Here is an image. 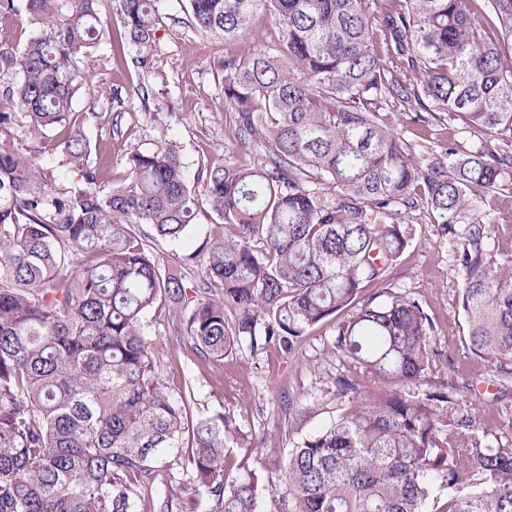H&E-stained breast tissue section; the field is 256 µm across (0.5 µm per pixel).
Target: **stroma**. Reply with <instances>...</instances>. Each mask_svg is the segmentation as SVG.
I'll return each mask as SVG.
<instances>
[{
  "label": "stroma",
  "instance_id": "obj_1",
  "mask_svg": "<svg viewBox=\"0 0 512 512\" xmlns=\"http://www.w3.org/2000/svg\"><path fill=\"white\" fill-rule=\"evenodd\" d=\"M180 0H161L159 41L151 69L138 68L135 52L114 53L104 43L86 61L94 80L79 90L72 110L84 118V132L95 148L94 161L103 165V188L120 185L126 160L137 150L172 140L181 148L189 173L201 165L223 161L250 164L259 159L260 142L241 145L234 137V114L224 105V61L241 55V43L212 39L180 20ZM148 97L137 94V86ZM389 120L420 160L447 148L449 141L471 148L476 144L461 125L434 122L426 112L388 108ZM53 137L32 131L24 120L0 127V144L52 168L54 186L76 180L61 166ZM403 222L409 245L390 273L394 291L419 299L440 330L436 346L463 374H485L486 368L462 346L463 319L455 305L460 273L451 249L437 233L426 204H419ZM178 313L162 311L149 318L157 338L159 377L173 395L194 387L199 410L232 416L242 436L225 451L232 472L252 470L281 492V465L299 436L330 421L339 360L329 354L335 324L327 322L306 336L295 355L268 346L230 353L209 361L197 354L178 330Z\"/></svg>",
  "mask_w": 512,
  "mask_h": 512
}]
</instances>
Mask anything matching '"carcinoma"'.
I'll return each instance as SVG.
<instances>
[{
  "label": "carcinoma",
  "mask_w": 512,
  "mask_h": 512,
  "mask_svg": "<svg viewBox=\"0 0 512 512\" xmlns=\"http://www.w3.org/2000/svg\"><path fill=\"white\" fill-rule=\"evenodd\" d=\"M377 2L185 0L193 26L226 41L277 20L274 46L224 60L235 136L260 137L265 154L208 163L191 182L168 141L132 153L106 191L72 101L114 26L148 66L157 0H110L107 17L98 0H25L38 33L0 45V100L56 133L78 181L54 190L48 169L0 146V512H259L269 486L225 465L233 420L192 413V389L173 397L160 382L147 317L165 303L214 361L269 344L293 355L349 312L331 343L336 417L295 442L278 512H512V434L456 373L407 392L437 366L438 324L386 287L408 246L399 216L422 201L461 272L465 352L494 383L512 379V0ZM390 102L449 116L479 146L417 162ZM210 213L218 222L166 270L154 242ZM200 265L206 278L186 283ZM371 285L382 291L361 299ZM184 476L202 488L187 510Z\"/></svg>",
  "instance_id": "obj_1"
}]
</instances>
